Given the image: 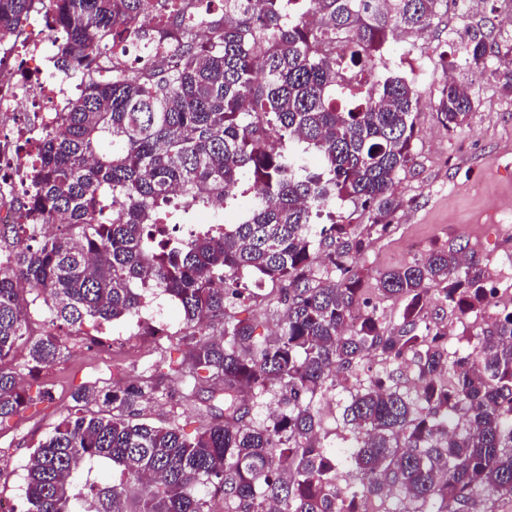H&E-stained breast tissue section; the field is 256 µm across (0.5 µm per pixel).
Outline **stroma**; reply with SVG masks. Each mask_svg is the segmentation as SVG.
Here are the masks:
<instances>
[{
  "label": "stroma",
  "mask_w": 512,
  "mask_h": 512,
  "mask_svg": "<svg viewBox=\"0 0 512 512\" xmlns=\"http://www.w3.org/2000/svg\"><path fill=\"white\" fill-rule=\"evenodd\" d=\"M512 0H487L478 12L465 0H444L432 27L423 33H401L389 55L395 72L414 84L417 97L412 160L395 186L396 210L387 230L371 235L368 250L354 259L363 275L370 305L385 324H396L406 306L375 289L380 272L423 258L435 248L468 244L495 286L512 289V92L504 90L496 66L471 70L465 63L466 44L476 33L512 44ZM469 87L475 105L466 124L448 130L438 105L447 81ZM439 327H452V347L469 350L496 316L487 307L480 316L449 314L432 301ZM146 322L163 323L168 334L158 340L137 336V322L107 324L101 344L86 336H69L65 356L54 366L26 377L30 388L51 392L49 402L30 406L0 425V497L20 500L23 468L30 454L72 407V393L84 385L100 388L138 375L160 354L172 351L181 326L178 310L163 294L149 299L142 311Z\"/></svg>",
  "instance_id": "1"
}]
</instances>
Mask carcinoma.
Returning a JSON list of instances; mask_svg holds the SVG:
<instances>
[{"mask_svg": "<svg viewBox=\"0 0 512 512\" xmlns=\"http://www.w3.org/2000/svg\"><path fill=\"white\" fill-rule=\"evenodd\" d=\"M442 2L224 0L200 42L178 24L141 26L149 0H0V44L42 9L57 69L84 85L38 142L25 223L0 231V422L52 400L21 387L18 351L35 370L52 366L67 349L62 329L139 316L147 283L182 316L181 356L73 394L25 465L26 512H493L512 501V307L471 352L448 345L424 313L432 296L478 315L490 290L459 243L380 273L379 295L407 301L400 323L371 311L347 330L364 298L349 259L370 233L330 210L350 201L369 228H387L416 97L383 57L396 33L428 29ZM136 40L180 49L181 67L102 75ZM466 52L476 71L498 62L512 92V45L475 36ZM347 72L370 78L346 89ZM472 110L448 82L443 124L461 128ZM240 194L242 217L224 233L166 235L196 207L224 217ZM244 278L273 288L228 287ZM259 298L283 310L274 333L246 308ZM31 306L52 330L32 334ZM375 355L380 370L366 365ZM396 363L412 370L408 391ZM338 380L350 396L346 470L315 409ZM213 385L221 393L196 434L143 421L157 399L192 404ZM268 399L278 410L258 422ZM104 465L119 480L92 478Z\"/></svg>", "mask_w": 512, "mask_h": 512, "instance_id": "obj_1", "label": "carcinoma"}]
</instances>
